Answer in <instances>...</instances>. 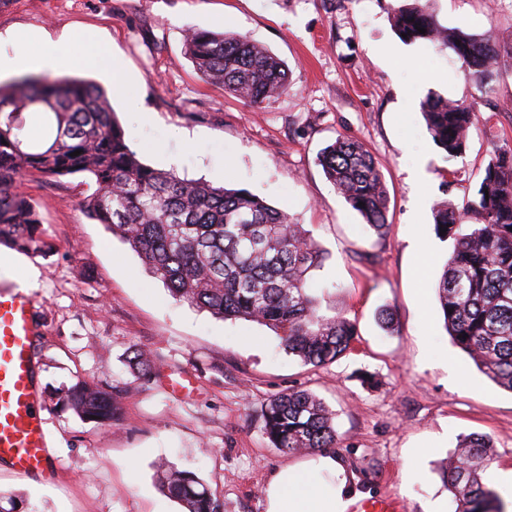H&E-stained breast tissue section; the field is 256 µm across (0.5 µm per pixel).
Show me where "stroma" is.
<instances>
[{"label":"stroma","mask_w":512,"mask_h":512,"mask_svg":"<svg viewBox=\"0 0 512 512\" xmlns=\"http://www.w3.org/2000/svg\"><path fill=\"white\" fill-rule=\"evenodd\" d=\"M399 0H0V58H34L62 38L90 42L111 70L72 77L107 92L141 160L179 177L245 189L284 209L326 254L314 285L357 325L354 350L314 367L288 356L277 334L223 320L173 299L139 257L82 202L86 175L25 177L41 215L48 256L13 253L0 287L35 271V345L47 442L57 470L40 486L0 464V493L17 512H180L156 475L195 472L224 512H264L273 471L305 461L274 448L263 413L274 396L303 390L334 415L336 451L362 497L399 499L404 512H454L441 475L460 437L490 439L483 481L507 512L512 492V393L482 374L443 327L436 286L452 249L437 237L435 204L462 203L496 147L512 144V57L492 93H480L448 48L401 41ZM439 23L512 45V0H436ZM226 29L269 49L288 67L287 95L255 108L204 82L185 53L188 29ZM472 101L464 153L447 160L421 112L427 97ZM363 142L390 196V229L366 231L316 157L338 136ZM389 309L392 331L376 314ZM147 352L152 379L127 361ZM184 373L192 389L169 392ZM84 380L111 390L119 418L83 422L57 392Z\"/></svg>","instance_id":"1"}]
</instances>
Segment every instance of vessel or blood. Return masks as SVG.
<instances>
[{"mask_svg": "<svg viewBox=\"0 0 512 512\" xmlns=\"http://www.w3.org/2000/svg\"><path fill=\"white\" fill-rule=\"evenodd\" d=\"M38 301L30 291L0 290V461L19 473H53L33 344Z\"/></svg>", "mask_w": 512, "mask_h": 512, "instance_id": "b4317fda", "label": "vessel or blood"}]
</instances>
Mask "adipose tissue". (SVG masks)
Segmentation results:
<instances>
[{
    "instance_id": "ef3b65f1",
    "label": "adipose tissue",
    "mask_w": 512,
    "mask_h": 512,
    "mask_svg": "<svg viewBox=\"0 0 512 512\" xmlns=\"http://www.w3.org/2000/svg\"><path fill=\"white\" fill-rule=\"evenodd\" d=\"M356 496L345 460L323 451L272 474L264 490V512H349Z\"/></svg>"
}]
</instances>
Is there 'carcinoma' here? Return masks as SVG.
Masks as SVG:
<instances>
[{
    "label": "carcinoma",
    "mask_w": 512,
    "mask_h": 512,
    "mask_svg": "<svg viewBox=\"0 0 512 512\" xmlns=\"http://www.w3.org/2000/svg\"><path fill=\"white\" fill-rule=\"evenodd\" d=\"M434 0H409L391 21L406 43L427 41L451 49L480 92L493 90L502 47L438 23ZM424 28L421 33L417 28ZM186 53L201 78L258 107L288 93V69L268 49L229 31L193 29ZM426 128L447 158L466 149L474 107L465 100L429 97ZM81 151L78 156L75 151ZM326 178L378 237L389 229L390 196L372 153L339 136L317 157ZM88 173L95 191L82 206L128 244L170 295L222 319H245L274 329L283 350L320 366L353 349L357 331L344 315L322 309L311 272L325 255L309 231L258 195L214 187L144 164L129 145L103 89L80 79L24 76L0 86V245L44 255L41 219L20 180ZM435 232L452 240L438 284L444 326L454 344L498 387L512 392V148L494 153L472 195L460 207L434 208ZM63 403L82 421L110 425L112 394L84 381L61 389ZM264 434L275 448L337 447L327 407L305 391L269 400ZM443 479L454 512H503L497 492L482 481L491 463L490 441L459 440ZM162 491L183 512H223L196 473L160 471Z\"/></svg>",
    "instance_id": "carcinoma-1"
}]
</instances>
